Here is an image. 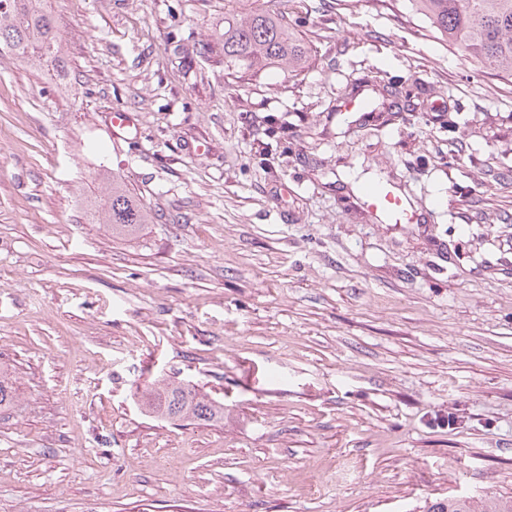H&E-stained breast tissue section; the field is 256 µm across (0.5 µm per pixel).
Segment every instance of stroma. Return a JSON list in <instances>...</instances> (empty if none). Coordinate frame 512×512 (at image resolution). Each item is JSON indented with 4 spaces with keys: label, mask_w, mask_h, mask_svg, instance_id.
<instances>
[{
    "label": "stroma",
    "mask_w": 512,
    "mask_h": 512,
    "mask_svg": "<svg viewBox=\"0 0 512 512\" xmlns=\"http://www.w3.org/2000/svg\"><path fill=\"white\" fill-rule=\"evenodd\" d=\"M51 6L72 96L0 49V512L512 496V82L405 0H288L297 75L225 70L224 0ZM109 175L134 238L88 221ZM159 378L223 420L145 413ZM363 205L369 212L384 214L397 224H409L417 220L415 212L405 207L403 198L388 188L367 189L364 193Z\"/></svg>",
    "instance_id": "obj_1"
}]
</instances>
